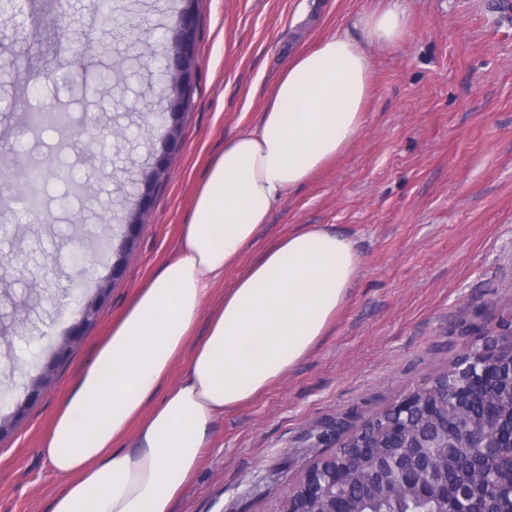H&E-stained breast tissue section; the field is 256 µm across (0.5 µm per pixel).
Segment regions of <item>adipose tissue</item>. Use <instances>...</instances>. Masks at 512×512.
Masks as SVG:
<instances>
[{"label": "adipose tissue", "instance_id": "1", "mask_svg": "<svg viewBox=\"0 0 512 512\" xmlns=\"http://www.w3.org/2000/svg\"><path fill=\"white\" fill-rule=\"evenodd\" d=\"M356 26L288 60L259 123L210 161L176 257L113 324L55 415L41 453L65 483L47 512H172L211 445L212 422L326 336L361 260L351 240L311 225L239 275L204 333L196 325L272 208L358 138L373 52L405 37V9L392 0ZM182 360L186 375L171 382Z\"/></svg>", "mask_w": 512, "mask_h": 512}]
</instances>
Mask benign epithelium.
I'll return each mask as SVG.
<instances>
[{
  "instance_id": "1",
  "label": "benign epithelium",
  "mask_w": 512,
  "mask_h": 512,
  "mask_svg": "<svg viewBox=\"0 0 512 512\" xmlns=\"http://www.w3.org/2000/svg\"><path fill=\"white\" fill-rule=\"evenodd\" d=\"M195 22V0H183L177 21V34L167 47L165 81L158 96L166 102V111L177 117L184 105L181 94L187 86L194 60L191 38ZM87 137V150L94 152L105 136L99 129L80 125L72 137ZM139 213L128 220V234L119 247V257L112 266L117 275L130 256L138 226ZM96 300L75 297L76 325L69 331L70 344L84 334L95 320ZM60 348L46 363L39 383L30 392L35 395L48 382L56 364L63 359ZM448 377L446 395L456 405L453 418L445 415L440 399L429 396V386H421L406 394L384 410L389 416L386 430L391 452L383 453L382 445L367 433L372 417L358 429L347 432L343 426L331 425L327 432L311 433L313 454L297 484L288 493L279 512H361L351 499L341 494L342 474L352 463L359 466L358 475L368 481L386 461L391 498L415 492L432 504L426 512L448 510V466L443 448H463L473 464L472 477L455 492V512H486L481 506V472L491 464L495 448L512 447V321L499 323L480 332L478 342L460 355L448 370L438 377ZM336 445L330 453L321 447ZM500 495L496 512H512V468L498 476Z\"/></svg>"
}]
</instances>
